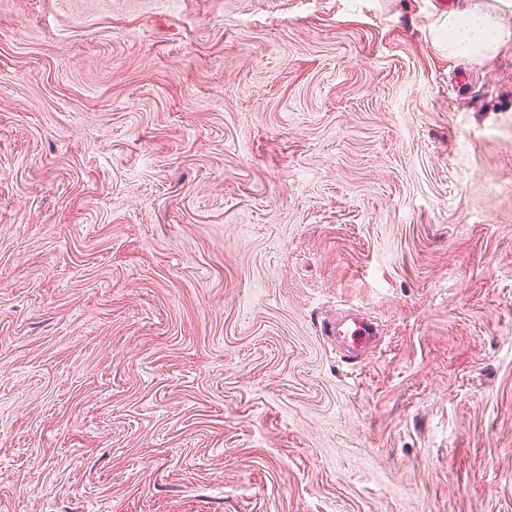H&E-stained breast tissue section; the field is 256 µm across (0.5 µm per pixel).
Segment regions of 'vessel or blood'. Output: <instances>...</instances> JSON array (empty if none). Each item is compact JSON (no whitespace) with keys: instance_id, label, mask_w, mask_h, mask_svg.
<instances>
[{"instance_id":"obj_1","label":"vessel or blood","mask_w":512,"mask_h":512,"mask_svg":"<svg viewBox=\"0 0 512 512\" xmlns=\"http://www.w3.org/2000/svg\"><path fill=\"white\" fill-rule=\"evenodd\" d=\"M321 333L335 346L337 353L350 361L373 352L381 341L375 322L352 307L337 312L334 319L323 324Z\"/></svg>"}]
</instances>
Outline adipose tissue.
I'll return each mask as SVG.
<instances>
[{
    "mask_svg": "<svg viewBox=\"0 0 512 512\" xmlns=\"http://www.w3.org/2000/svg\"><path fill=\"white\" fill-rule=\"evenodd\" d=\"M496 3V10L490 12L471 4L449 11L439 26L448 35L449 54L484 56L512 40V29L505 27L499 17L500 12L512 9V0Z\"/></svg>",
    "mask_w": 512,
    "mask_h": 512,
    "instance_id": "ef3b65f1",
    "label": "adipose tissue"
}]
</instances>
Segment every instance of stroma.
Returning a JSON list of instances; mask_svg holds the SVG:
<instances>
[{
	"label": "stroma",
	"instance_id": "35a3bbf8",
	"mask_svg": "<svg viewBox=\"0 0 512 512\" xmlns=\"http://www.w3.org/2000/svg\"><path fill=\"white\" fill-rule=\"evenodd\" d=\"M455 5L0 0V512H512V41ZM438 31L448 32L442 41L448 44L450 55L486 56L512 40V30L502 24L495 9L481 11L471 2L448 11ZM321 333L336 347L337 353L350 361L373 352L381 341L375 322L353 307L337 312L336 318L323 324Z\"/></svg>",
	"mask_w": 512,
	"mask_h": 512
}]
</instances>
